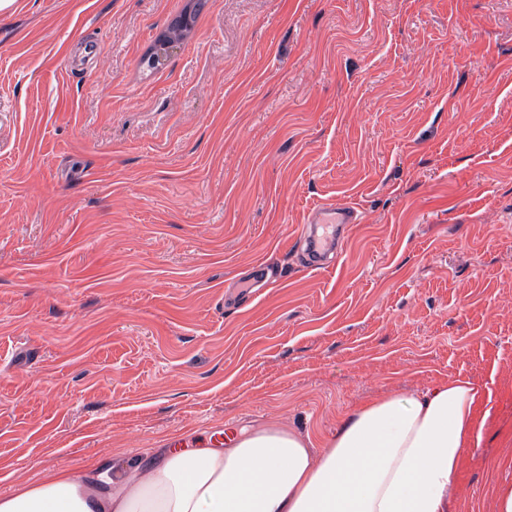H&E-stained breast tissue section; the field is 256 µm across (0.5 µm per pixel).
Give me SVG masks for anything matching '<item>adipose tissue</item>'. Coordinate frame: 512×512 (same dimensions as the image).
Listing matches in <instances>:
<instances>
[{
    "label": "adipose tissue",
    "mask_w": 512,
    "mask_h": 512,
    "mask_svg": "<svg viewBox=\"0 0 512 512\" xmlns=\"http://www.w3.org/2000/svg\"><path fill=\"white\" fill-rule=\"evenodd\" d=\"M479 385L457 377L351 410L327 450L270 423L221 448H164L81 475L47 472L0 512H448Z\"/></svg>",
    "instance_id": "ef3b65f1"
}]
</instances>
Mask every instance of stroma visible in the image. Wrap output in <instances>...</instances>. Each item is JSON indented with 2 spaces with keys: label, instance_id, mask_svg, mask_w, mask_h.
<instances>
[{
  "label": "stroma",
  "instance_id": "35a3bbf8",
  "mask_svg": "<svg viewBox=\"0 0 512 512\" xmlns=\"http://www.w3.org/2000/svg\"><path fill=\"white\" fill-rule=\"evenodd\" d=\"M17 0L0 17V495L171 435L481 386L449 512L512 487V0ZM349 202L335 268L308 211ZM278 280L231 297L256 263ZM206 0H192L190 6L180 15L174 17L165 31L156 39L153 52L146 55L142 63L148 68H156L165 57V47L173 39H185L190 33L196 16L205 7ZM360 215L349 203H321L307 214L301 237L307 242L301 267L319 272L327 269L341 251ZM320 231V233H319Z\"/></svg>",
  "mask_w": 512,
  "mask_h": 512
}]
</instances>
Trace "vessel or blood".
Returning a JSON list of instances; mask_svg holds the SVG:
<instances>
[{"instance_id": "1", "label": "vessel or blood", "mask_w": 512, "mask_h": 512, "mask_svg": "<svg viewBox=\"0 0 512 512\" xmlns=\"http://www.w3.org/2000/svg\"><path fill=\"white\" fill-rule=\"evenodd\" d=\"M360 215L349 203H321L307 214L301 237L307 243L302 261L305 270L319 272L327 269L341 251Z\"/></svg>"}]
</instances>
